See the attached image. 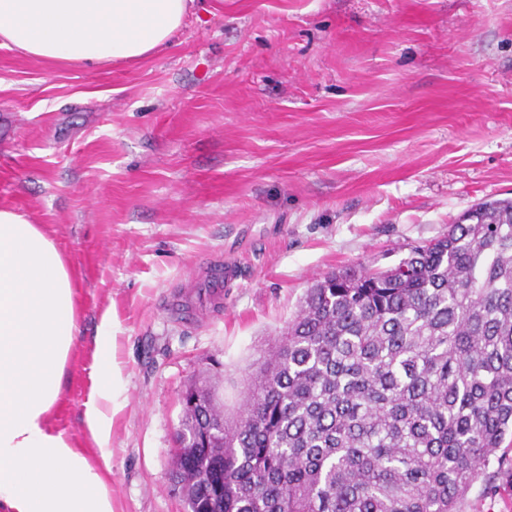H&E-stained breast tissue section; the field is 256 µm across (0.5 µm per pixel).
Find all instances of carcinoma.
I'll list each match as a JSON object with an SVG mask.
<instances>
[{"label":"carcinoma","instance_id":"1","mask_svg":"<svg viewBox=\"0 0 512 512\" xmlns=\"http://www.w3.org/2000/svg\"><path fill=\"white\" fill-rule=\"evenodd\" d=\"M467 214L394 267L317 280L237 406L187 383L189 512H459L480 477H512V200ZM208 425L223 447H198Z\"/></svg>","mask_w":512,"mask_h":512}]
</instances>
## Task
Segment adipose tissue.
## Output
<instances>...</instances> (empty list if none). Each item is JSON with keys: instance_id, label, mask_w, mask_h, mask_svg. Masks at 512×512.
I'll use <instances>...</instances> for the list:
<instances>
[{"instance_id": "adipose-tissue-1", "label": "adipose tissue", "mask_w": 512, "mask_h": 512, "mask_svg": "<svg viewBox=\"0 0 512 512\" xmlns=\"http://www.w3.org/2000/svg\"><path fill=\"white\" fill-rule=\"evenodd\" d=\"M194 0H0V43L96 65L170 45ZM74 281L55 241L0 209V512H112L103 472L112 419V338L96 339L100 385L83 422L98 460L52 423L75 337Z\"/></svg>"}]
</instances>
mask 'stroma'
Returning <instances> with one entry per match:
<instances>
[{
    "label": "stroma",
    "instance_id": "stroma-1",
    "mask_svg": "<svg viewBox=\"0 0 512 512\" xmlns=\"http://www.w3.org/2000/svg\"><path fill=\"white\" fill-rule=\"evenodd\" d=\"M507 198L512 0H197L170 48L123 64L0 43V208L71 269L54 423L91 452L112 317L113 512H186L170 470L191 378L235 404L316 279L397 264ZM496 486L461 512H512Z\"/></svg>",
    "mask_w": 512,
    "mask_h": 512
}]
</instances>
